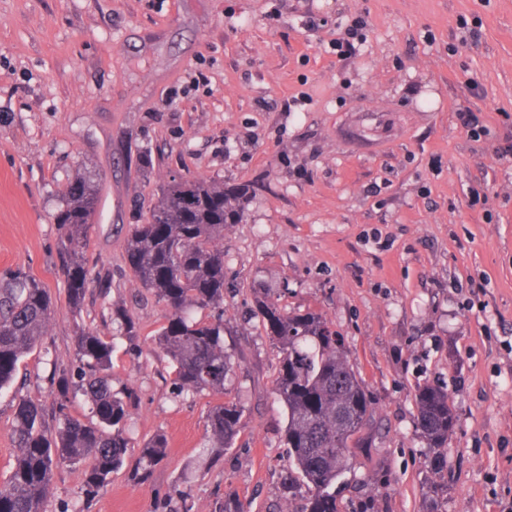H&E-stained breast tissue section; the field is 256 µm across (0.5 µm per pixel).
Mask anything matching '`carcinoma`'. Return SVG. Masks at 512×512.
<instances>
[{
    "mask_svg": "<svg viewBox=\"0 0 512 512\" xmlns=\"http://www.w3.org/2000/svg\"><path fill=\"white\" fill-rule=\"evenodd\" d=\"M65 205L55 216L60 226L57 252L73 314L82 311L91 284L85 252L87 234L97 223L95 181L77 174L65 185ZM246 192L173 175L144 223L133 225L126 263L134 279L167 310V323L155 345L172 363V384L180 392L209 390L223 396L237 367L224 344V225L244 211ZM216 311L196 320L191 310ZM54 313L52 296L40 279L24 268L0 273V390L10 387L24 358L37 349ZM256 317L277 347L274 391L287 411L282 442L288 469L305 487L300 510L338 512L336 482L351 469V445L367 444L378 417L377 403L350 364L332 323L315 312L290 313L267 295L257 300ZM119 321L130 344L135 323L121 310ZM76 365L58 374L55 384L62 410L55 433L47 431L42 404L21 398L13 404L10 471L0 482V512H47L54 471L63 463L81 465L86 499L96 497L109 476L133 455L126 433L133 389L112 391V342L77 326ZM81 390L92 406L94 422L65 413L71 388ZM417 426L433 456L429 469L443 471V450L456 426L448 388L426 382L416 394ZM243 409L221 400L206 416V431L215 448H231L243 430ZM167 436L158 432L140 449L133 474L147 479L165 456Z\"/></svg>",
    "mask_w": 512,
    "mask_h": 512,
    "instance_id": "cac0c4a2",
    "label": "carcinoma"
}]
</instances>
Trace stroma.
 Here are the masks:
<instances>
[{
    "instance_id": "obj_1",
    "label": "stroma",
    "mask_w": 512,
    "mask_h": 512,
    "mask_svg": "<svg viewBox=\"0 0 512 512\" xmlns=\"http://www.w3.org/2000/svg\"><path fill=\"white\" fill-rule=\"evenodd\" d=\"M361 18L365 42L337 56ZM464 107L481 140L459 124ZM510 143L512 0H0V272L30 270L56 301L42 347L0 392V479L13 399L41 400L52 430L63 410L91 418L81 392L63 406L51 382L74 360L54 216L81 171L99 195L88 265L112 279L81 320L114 337L112 387L139 396L135 444L161 431L168 449L148 482L124 468L91 500L82 467L57 470L47 512H179L181 488L193 512L224 496L287 507L277 352L253 314L266 293L330 321L377 401L381 433L352 449L340 512L373 494L380 512H420L431 474L415 394L428 381L457 415L441 512H506L512 157L497 151ZM174 173L248 190L224 228V342L239 364L227 389L244 423L224 450L205 435L216 396L174 391L153 344L166 310L125 263L132 225Z\"/></svg>"
}]
</instances>
